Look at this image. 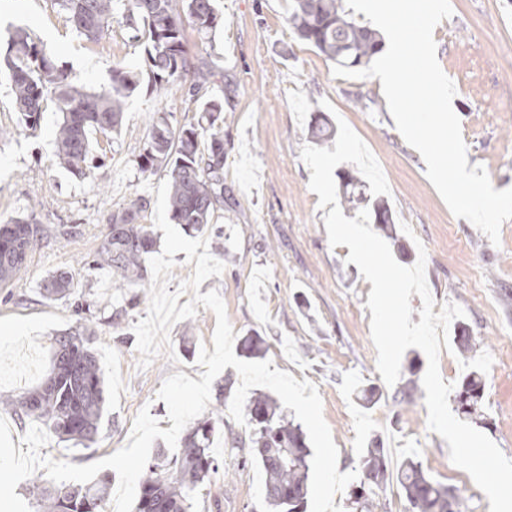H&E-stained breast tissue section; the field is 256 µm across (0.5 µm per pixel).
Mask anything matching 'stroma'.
<instances>
[{"label":"stroma","instance_id":"obj_1","mask_svg":"<svg viewBox=\"0 0 512 512\" xmlns=\"http://www.w3.org/2000/svg\"><path fill=\"white\" fill-rule=\"evenodd\" d=\"M292 0H217L224 23L208 35L189 33L191 58H205L219 78L203 95L224 103V209L215 219L222 237H208V251L225 269L200 290H216L237 338L258 336L264 359L296 380L313 383L338 448V470L360 468L369 442L384 448L391 465L413 459L435 481L459 488L466 512H489L490 503L467 472L452 464L446 441L427 427L426 393L397 404L377 370L371 340V286L349 263L347 246L331 247L309 188L311 171L300 152L311 144L316 119L345 121L380 164L390 187L384 198L393 222L374 225L396 261L413 266L426 258V278L437 305L465 312L450 336L482 338L468 355L441 353L444 381L459 383L475 371L485 382L482 415L473 427L512 458V220L499 244L455 217L426 176L418 152L398 132L380 79L341 78L334 63L293 34ZM453 15L434 29L437 59L453 81L452 101L461 121L469 165L483 166L495 189L512 188V0H451ZM23 25L43 42L72 84L94 92L109 88L112 68L142 65V54L118 23L90 41L79 36L53 0H0V38ZM182 85L163 95L140 88L129 98L121 130L106 145L88 177L61 166L55 132L61 121L46 101L37 130L21 126L10 82L0 73V222L27 218L44 237L13 285L0 288V397L36 386L49 363L52 338L82 323L95 334L90 349L99 360L107 404L95 442L82 445L50 436L43 456L85 465L112 455L128 441L134 418L149 408L160 428H171L167 406L156 393L167 376L199 379L198 357L212 344L214 314L198 308L174 324L170 348L140 368L134 324L146 318L145 288H116L111 271L92 266L112 211L131 194L155 200L165 170L142 176L135 160L150 117L159 107L181 121L193 105ZM73 272L77 288L50 301L40 294L48 274ZM239 384L233 367L212 383L209 406L225 416L211 452L219 468L200 488L193 512H267L263 476L240 466L241 450H229L227 433L247 428L227 411ZM376 386L381 398L367 405L360 387Z\"/></svg>","mask_w":512,"mask_h":512}]
</instances>
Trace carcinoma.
I'll return each mask as SVG.
<instances>
[{
    "mask_svg": "<svg viewBox=\"0 0 512 512\" xmlns=\"http://www.w3.org/2000/svg\"><path fill=\"white\" fill-rule=\"evenodd\" d=\"M116 0H55L69 15L75 31L88 40L99 39L112 21L131 32L142 47L143 69L112 68V86L101 93L79 90L65 70L58 68L32 37L29 29H7L3 58L19 122L27 129L40 124L44 101H56L62 119L56 132L57 155L74 175L91 173L90 135L109 141L122 126L128 99L142 82L157 95L171 85H188L189 100L200 103L193 120L172 121L173 113L151 116L145 146L137 160L147 177L163 168L170 178L168 211L174 224L202 232L224 208V103L200 102V91L214 73L203 61L192 63L187 29L207 34L220 22L216 0H126L115 18ZM289 24L298 37L327 59L346 68L365 67L379 52L381 42L373 30L350 21L340 0H292ZM361 181L352 171L342 176L344 204L354 207L363 196ZM150 201L134 195L112 214L109 232L94 256V263L112 269L120 287L140 286L147 277L144 257L153 251L156 238L139 222ZM27 219L0 224V284H8L26 267L30 253L42 238L43 228L30 230ZM76 288L69 270L54 271L42 284L41 295L57 300ZM94 331L84 327L53 338L50 369L41 383L5 404L20 416L41 422L64 441H93L105 413L104 380L96 355L88 347ZM482 378L468 374L456 395L457 410L471 415L482 399ZM248 439L232 436L233 448L248 447L242 463L258 466L265 476V502L273 512H306L310 482V449L305 434L281 410L277 400L254 393L244 405ZM219 412L198 422L186 435L183 448L172 457L151 464L140 482L135 512H190L198 488L218 466L210 446ZM362 478L352 488V512H375L380 507L375 488L387 479V459L381 448H368L360 460ZM407 502L406 512H464L465 503L456 488L431 479L420 462L406 460L398 473ZM109 480H95L81 488L47 487L33 481V492L47 512H100L108 498Z\"/></svg>",
    "mask_w": 512,
    "mask_h": 512,
    "instance_id": "cac0c4a2",
    "label": "carcinoma"
}]
</instances>
